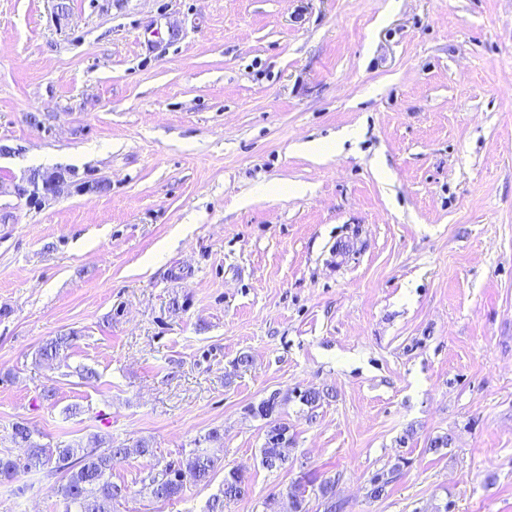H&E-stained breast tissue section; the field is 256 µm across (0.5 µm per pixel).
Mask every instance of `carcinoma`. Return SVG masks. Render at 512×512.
I'll return each mask as SVG.
<instances>
[{
    "mask_svg": "<svg viewBox=\"0 0 512 512\" xmlns=\"http://www.w3.org/2000/svg\"><path fill=\"white\" fill-rule=\"evenodd\" d=\"M73 337L57 336L47 342L39 352L44 360L56 358L67 349ZM277 402L273 399L262 401L255 414L267 420L265 443L261 448L262 464L268 469H277L288 463V427L273 418ZM15 443L27 448L24 458L0 455V481H14L20 475L35 469L47 468L62 475L64 482L58 487V494L64 504V512H111L114 502L128 494L125 484L112 481V466L131 455L150 454L149 444L139 441L133 446L125 444L103 446V439L97 434L86 437L76 444L52 448L33 439V431L24 423H17L12 429ZM215 461L205 451L197 450L179 463L165 466L162 477L150 476L143 488L157 500L176 497L184 489V478L190 476L197 482L209 480ZM246 492L243 477L235 470L224 474L222 497L213 500L209 512H224V504L235 501ZM306 488L297 485L283 497V512H307ZM323 512H343L344 506L337 501L332 485L323 482L318 486Z\"/></svg>",
    "mask_w": 512,
    "mask_h": 512,
    "instance_id": "carcinoma-1",
    "label": "carcinoma"
}]
</instances>
